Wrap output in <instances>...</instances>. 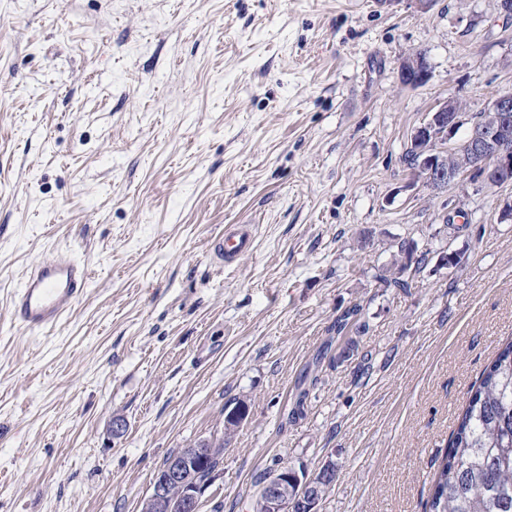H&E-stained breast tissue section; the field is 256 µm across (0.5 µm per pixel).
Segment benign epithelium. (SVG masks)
<instances>
[{"label":"benign epithelium","mask_w":512,"mask_h":512,"mask_svg":"<svg viewBox=\"0 0 512 512\" xmlns=\"http://www.w3.org/2000/svg\"><path fill=\"white\" fill-rule=\"evenodd\" d=\"M431 69L422 52L405 56L400 80L407 87L428 83ZM462 106L450 97L440 102L428 119L416 127L410 142L417 156V179L434 189L454 183L466 172L490 187L512 184V95L497 94L483 109L459 144V163H448L439 144L453 139L462 124ZM214 441L203 440L182 449L152 479L151 494L142 512H199L200 496L212 474H203L214 457ZM336 480V467L328 464L310 476L305 470L274 469L253 503V512H319V503Z\"/></svg>","instance_id":"benign-epithelium-1"}]
</instances>
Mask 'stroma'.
I'll return each mask as SVG.
<instances>
[{"instance_id":"1","label":"stroma","mask_w":512,"mask_h":512,"mask_svg":"<svg viewBox=\"0 0 512 512\" xmlns=\"http://www.w3.org/2000/svg\"><path fill=\"white\" fill-rule=\"evenodd\" d=\"M510 88L497 0H0V512H141L166 455L216 434L200 512L328 462L320 512H423L512 338V184L427 188L409 137L452 97L464 139ZM228 224L255 248L222 268ZM405 240L428 263L386 287ZM66 248L86 296L17 333L12 294ZM431 69L427 57L422 52L405 56L400 63V80L404 86L420 87L428 83Z\"/></svg>"}]
</instances>
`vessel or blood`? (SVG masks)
<instances>
[{
  "label": "vessel or blood",
  "mask_w": 512,
  "mask_h": 512,
  "mask_svg": "<svg viewBox=\"0 0 512 512\" xmlns=\"http://www.w3.org/2000/svg\"><path fill=\"white\" fill-rule=\"evenodd\" d=\"M254 235L249 226L230 224L212 244L217 262L251 253ZM91 280L87 266L61 250L32 265L12 302L14 327L33 334L59 325L86 293Z\"/></svg>",
  "instance_id": "obj_1"
}]
</instances>
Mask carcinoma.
<instances>
[{"mask_svg": "<svg viewBox=\"0 0 512 512\" xmlns=\"http://www.w3.org/2000/svg\"><path fill=\"white\" fill-rule=\"evenodd\" d=\"M405 269L397 260L380 279L406 288ZM424 512H512V339L485 367L458 414Z\"/></svg>", "mask_w": 512, "mask_h": 512, "instance_id": "1", "label": "carcinoma"}]
</instances>
